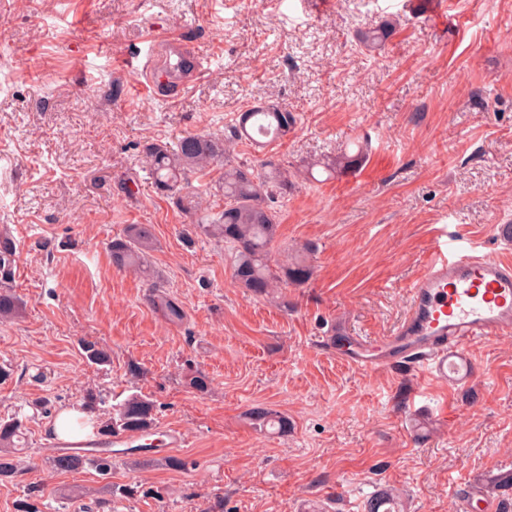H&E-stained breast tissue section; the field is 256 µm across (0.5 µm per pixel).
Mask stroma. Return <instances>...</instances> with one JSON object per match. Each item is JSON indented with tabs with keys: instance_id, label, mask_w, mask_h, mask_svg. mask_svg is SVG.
I'll return each mask as SVG.
<instances>
[{
	"instance_id": "1",
	"label": "stroma",
	"mask_w": 512,
	"mask_h": 512,
	"mask_svg": "<svg viewBox=\"0 0 512 512\" xmlns=\"http://www.w3.org/2000/svg\"><path fill=\"white\" fill-rule=\"evenodd\" d=\"M0 0V229L17 247L20 317L0 323V417L22 411L24 482H0V512L28 487L47 512H82L72 490L134 488L115 512H364L381 489L405 512H463L465 485L512 472V335L466 351L469 382L448 386L404 370L350 368L316 339L390 335L437 238L512 256V0ZM397 26L379 53L357 34ZM180 33L204 74L174 99L144 73L148 25ZM276 104L295 127L239 163L290 170L368 141L358 169L297 178L279 200L271 263L305 254L311 278L258 297L232 279L222 241L193 234L222 203L214 175L192 176V213L158 192L152 143L221 133ZM152 225L151 267L182 307L168 321L139 274L110 246L127 225ZM99 342L107 364L89 362ZM141 368L143 376L132 373ZM207 391L187 384L192 372ZM102 409L150 397L153 465L48 470L59 454L46 425L86 389ZM46 403L33 410V401ZM264 406L287 434L251 425ZM176 429L181 447H167ZM189 469L169 468L167 456Z\"/></svg>"
}]
</instances>
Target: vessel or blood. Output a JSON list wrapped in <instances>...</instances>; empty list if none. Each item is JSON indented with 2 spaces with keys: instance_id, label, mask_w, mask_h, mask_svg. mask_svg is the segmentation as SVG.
Listing matches in <instances>:
<instances>
[{
  "instance_id": "b4317fda",
  "label": "vessel or blood",
  "mask_w": 512,
  "mask_h": 512,
  "mask_svg": "<svg viewBox=\"0 0 512 512\" xmlns=\"http://www.w3.org/2000/svg\"><path fill=\"white\" fill-rule=\"evenodd\" d=\"M148 49L164 45L178 50L194 74H201L198 52L182 48L178 35L151 28ZM410 306L393 335L382 339L355 336L345 351H335L334 337H320L338 361L362 371L381 366L420 365L448 384L461 382L459 363L472 343L512 334V260L475 249L437 243L410 288ZM497 489L480 485L466 497L468 512H498Z\"/></svg>"
}]
</instances>
